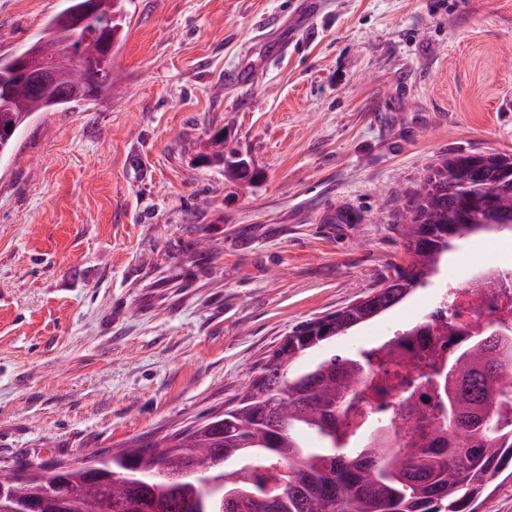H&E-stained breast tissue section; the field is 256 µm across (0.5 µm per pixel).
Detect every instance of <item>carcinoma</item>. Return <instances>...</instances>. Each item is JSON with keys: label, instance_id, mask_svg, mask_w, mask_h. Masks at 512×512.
Instances as JSON below:
<instances>
[{"label": "carcinoma", "instance_id": "carcinoma-1", "mask_svg": "<svg viewBox=\"0 0 512 512\" xmlns=\"http://www.w3.org/2000/svg\"><path fill=\"white\" fill-rule=\"evenodd\" d=\"M87 0H64L32 43L49 58L72 43L92 42L96 55L82 64L72 82L26 89L11 61H0V157L37 112H52L112 93V57L127 31L131 0H97L98 14L70 32V16ZM204 159L224 167L233 180L255 174L224 137L210 139ZM472 153L457 151L427 170L403 225L409 262L398 266L364 299L312 321L288 335L239 396L237 404L164 443H138L104 458L112 477L128 484V496L112 503L108 488L85 489L81 473L71 474L64 492L75 512H267L263 503L281 494L273 512H478L485 492L500 477L512 479V417L504 411L512 390V337L477 336L448 367L433 371L439 418L423 408L418 418L436 431L424 441L394 449L386 424L341 432L337 415L344 398L356 392L365 366L358 356L331 359L300 370L309 350L380 318L425 286L452 242L490 229L512 232V175L501 176L502 162L470 167ZM199 461L218 463L224 495L206 494L185 472ZM49 466H36L30 496L46 487Z\"/></svg>", "mask_w": 512, "mask_h": 512}]
</instances>
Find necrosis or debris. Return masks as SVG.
I'll use <instances>...</instances> for the list:
<instances>
[{"instance_id": "1", "label": "necrosis or debris", "mask_w": 512, "mask_h": 512, "mask_svg": "<svg viewBox=\"0 0 512 512\" xmlns=\"http://www.w3.org/2000/svg\"><path fill=\"white\" fill-rule=\"evenodd\" d=\"M480 241L490 259L450 279L448 289L426 310L409 314L372 343L367 397L340 416L342 429L397 413L396 444L418 439L416 407L427 399L433 366L464 349L482 329L512 321V236L495 231Z\"/></svg>"}]
</instances>
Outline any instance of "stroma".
Segmentation results:
<instances>
[{
	"instance_id": "35a3bbf8",
	"label": "stroma",
	"mask_w": 512,
	"mask_h": 512,
	"mask_svg": "<svg viewBox=\"0 0 512 512\" xmlns=\"http://www.w3.org/2000/svg\"><path fill=\"white\" fill-rule=\"evenodd\" d=\"M62 7L0 0V58ZM114 69L111 96L37 113L0 157V475L222 412L293 329L408 262L436 158L512 155V0H133ZM219 131L260 180L203 161ZM488 256L455 244L305 365Z\"/></svg>"
}]
</instances>
